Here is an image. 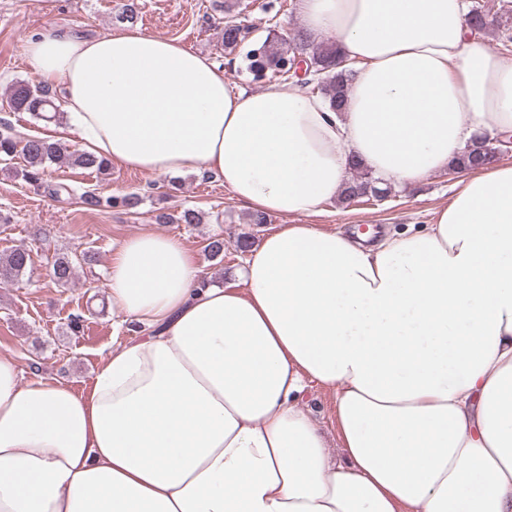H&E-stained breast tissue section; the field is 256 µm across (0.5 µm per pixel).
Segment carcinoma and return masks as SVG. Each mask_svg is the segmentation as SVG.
I'll return each mask as SVG.
<instances>
[{
  "label": "carcinoma",
  "mask_w": 512,
  "mask_h": 512,
  "mask_svg": "<svg viewBox=\"0 0 512 512\" xmlns=\"http://www.w3.org/2000/svg\"><path fill=\"white\" fill-rule=\"evenodd\" d=\"M496 19L476 8L471 11L470 24L480 31L495 25ZM251 28L233 19L224 21V50L233 52L241 44L249 40ZM303 56L307 60L312 72L321 76L314 88L320 91L329 101L331 108L339 112L343 109L347 87L352 77L350 69L340 55L335 44L314 45L309 42V36L300 32L296 36L293 46L286 50L281 46L279 36H266L262 41H255L246 52L244 62L246 71L255 82H262L272 77H278L286 82L292 75L296 57ZM10 108L14 112H28L45 122L59 119L61 110L57 104L56 93L42 83L32 84L17 81L11 87L9 96ZM21 155L23 159L22 176L25 181L34 186H42V175L45 167L50 164H67L99 174H106L111 168V162L102 156L81 150H66L56 142L45 138L31 137L25 141L18 140L11 134V127L5 121H0V156L14 157ZM495 161L485 143L469 145L459 158L457 167L474 169L481 165ZM352 170L357 178L348 182L345 189V198L350 201L357 196L377 197L380 193H388V189L375 185L369 172L360 163L352 164ZM80 202L89 209H96L103 205L126 210L136 208L140 204V197L131 193L120 197L104 198L94 191H85L80 195ZM160 224H198L200 215L193 209H185L177 214L161 212L156 215ZM94 261V253L84 250L80 254H63L54 259L50 268V276L58 284L64 286L72 279L76 263L89 264ZM31 265V255L28 250L18 248L0 256V284L13 285L17 283Z\"/></svg>",
  "instance_id": "1"
}]
</instances>
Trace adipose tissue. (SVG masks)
<instances>
[{
    "mask_svg": "<svg viewBox=\"0 0 512 512\" xmlns=\"http://www.w3.org/2000/svg\"><path fill=\"white\" fill-rule=\"evenodd\" d=\"M354 67L344 111L296 81L249 92L136 28L44 30L51 141L148 174L206 170L290 224L207 282L176 237L119 243L108 300L143 328L92 385L0 356V512H512V163L460 177L435 221L374 242L311 223L352 160L408 190L512 138V62L468 0H297ZM329 393L342 460L301 408ZM494 161L495 157L490 154L485 142L480 144L474 142L468 145L464 154L459 158L457 168L474 169Z\"/></svg>",
    "mask_w": 512,
    "mask_h": 512,
    "instance_id": "obj_1",
    "label": "adipose tissue"
}]
</instances>
